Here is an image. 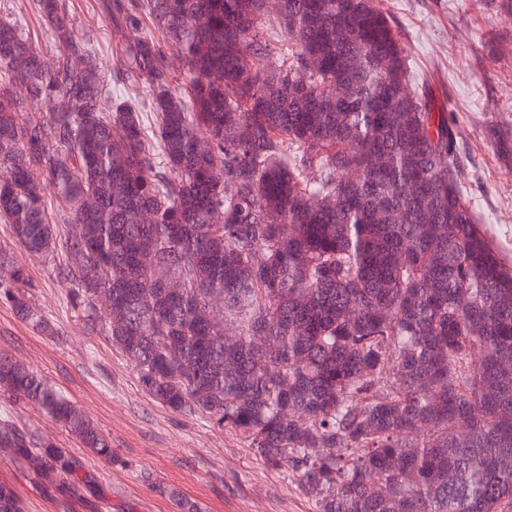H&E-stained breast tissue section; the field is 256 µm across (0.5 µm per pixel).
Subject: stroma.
Here are the masks:
<instances>
[{
    "label": "stroma",
    "mask_w": 512,
    "mask_h": 512,
    "mask_svg": "<svg viewBox=\"0 0 512 512\" xmlns=\"http://www.w3.org/2000/svg\"><path fill=\"white\" fill-rule=\"evenodd\" d=\"M500 0H379L416 72L436 101L446 103L460 132L469 170L467 197L496 243L512 256V17ZM74 32L90 38L105 70L118 55L112 31L90 0H69ZM66 256L57 236L53 257L30 255L0 223V264L21 262L32 283L27 295L51 333L21 320L0 301V352L29 365L112 441L104 463L49 420L35 405L7 404L19 429L52 439L79 458L108 502L106 512H178L170 491L202 512H315L297 474L268 469L235 433L204 415L179 414L142 390L129 359L90 329L71 301V284L58 263Z\"/></svg>",
    "instance_id": "1"
}]
</instances>
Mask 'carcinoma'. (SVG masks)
Returning <instances> with one entry per match:
<instances>
[{
    "mask_svg": "<svg viewBox=\"0 0 512 512\" xmlns=\"http://www.w3.org/2000/svg\"><path fill=\"white\" fill-rule=\"evenodd\" d=\"M94 2L120 47L110 93L68 0H22L45 52L0 18V220L19 247L49 255L66 225L72 300L144 392L297 472L316 512H512V261L378 0ZM29 286L15 263L0 299L46 331ZM0 395L112 462L3 353ZM0 452L58 512H98L67 449L3 419ZM0 512H25L6 480ZM23 32L33 45L45 51L46 48L50 49V39L46 34V29L42 21H38L33 17H26L25 21H22Z\"/></svg>",
    "mask_w": 512,
    "mask_h": 512,
    "instance_id": "1",
    "label": "carcinoma"
}]
</instances>
